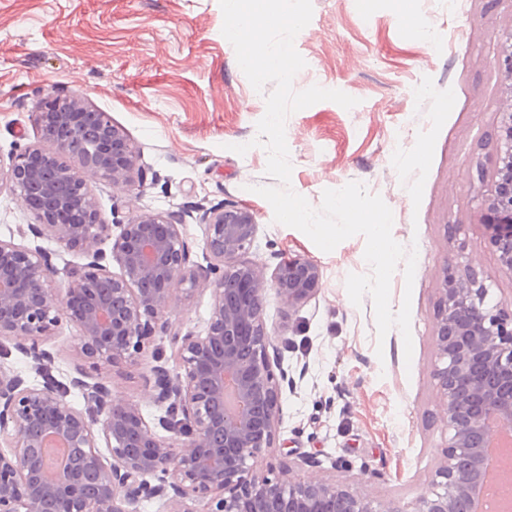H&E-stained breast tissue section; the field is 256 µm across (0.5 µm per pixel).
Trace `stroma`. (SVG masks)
Returning a JSON list of instances; mask_svg holds the SVG:
<instances>
[{
    "label": "stroma",
    "mask_w": 512,
    "mask_h": 512,
    "mask_svg": "<svg viewBox=\"0 0 512 512\" xmlns=\"http://www.w3.org/2000/svg\"><path fill=\"white\" fill-rule=\"evenodd\" d=\"M312 5V19L294 41L306 66L293 87L338 89L358 103L347 110L321 101L287 118L291 187L317 208L324 190L356 181L389 206L393 238L418 252L413 285L400 269L391 280L392 309L411 299L412 355H405L398 329L378 340L371 297L358 306L349 299L347 276L370 271L364 237L322 251L301 231L276 223L270 203L254 193V186L272 182L267 154L252 141L274 86L259 93L246 79L222 34L219 0H0V156L33 145L49 149L34 109L49 93H74L108 112L140 152L142 188L89 183L105 223L183 213L190 261L203 273L211 257L200 216L237 205L257 224L246 261L269 275L284 257L313 260L320 286L302 306L288 308L273 288L264 290L267 327L283 338L277 366L296 386L282 392L276 446L256 470L280 481L346 482L360 496L409 507L427 490L448 443L432 374L443 273L472 267L494 300L512 301V276L502 272L478 210L507 101L493 61L500 36L512 31V0H462L456 11L448 0ZM427 76L437 89L453 90L456 102L416 207L392 156L430 127L414 97ZM245 143L246 154L233 152ZM31 221L22 201L0 190V238L33 244L25 232ZM37 242L52 254L55 285L83 271L80 252L47 237ZM211 308L210 291L188 300L179 295L168 318L201 334ZM79 345L75 325L55 330L48 347L58 380L73 376ZM157 350L171 348L155 335L135 360L92 373L114 398L140 402L153 422L164 414L149 399Z\"/></svg>",
    "instance_id": "stroma-1"
}]
</instances>
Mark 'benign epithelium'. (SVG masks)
I'll return each mask as SVG.
<instances>
[{"instance_id":"benign-epithelium-1","label":"benign epithelium","mask_w":512,"mask_h":512,"mask_svg":"<svg viewBox=\"0 0 512 512\" xmlns=\"http://www.w3.org/2000/svg\"><path fill=\"white\" fill-rule=\"evenodd\" d=\"M495 66L512 78V31ZM35 117L54 149L11 153L0 163V186L33 216V237L78 250L88 263L54 288L42 246L0 239V340L13 342L42 378L32 384L0 365V512H138L141 501L155 498L167 512H465L483 484V444L512 438V310L491 303L474 271L447 274L441 283L433 375L448 444L413 510L362 497L347 483L273 481L253 465L275 447L282 388L269 354L263 267L239 260L256 235L252 213L235 205L204 211L205 249L215 263L202 276L190 265L180 215L135 216L115 224L113 236L102 222L89 180L143 185L140 153L108 113L58 92L41 101ZM498 140L479 210L500 267L512 276V103L499 113ZM109 237L107 252L101 243ZM319 283L318 265L300 255L272 273V288L290 308L310 300ZM177 284L187 285V298L211 291L205 334L167 318ZM64 321L80 335L83 364L69 384L82 392L81 409L64 400V386L51 375L55 357L44 348ZM157 332L169 338L174 363L170 369L158 356L152 367L151 399L165 409L158 424L168 438L139 403L116 401L106 384L88 382L87 369L137 357ZM49 436L80 449L53 483L41 477Z\"/></svg>"}]
</instances>
